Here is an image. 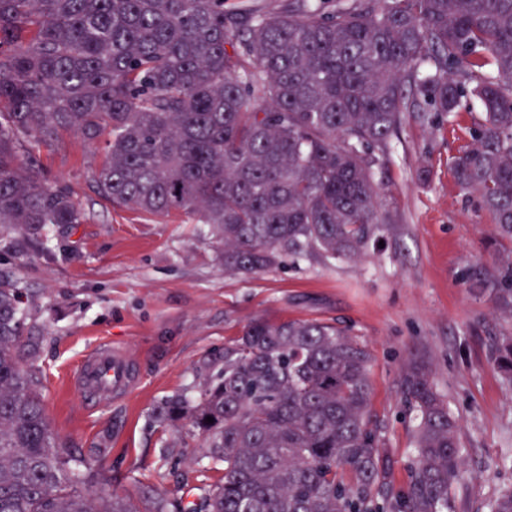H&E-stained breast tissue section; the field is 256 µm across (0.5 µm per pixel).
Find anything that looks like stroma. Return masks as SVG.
Masks as SVG:
<instances>
[{
  "instance_id": "obj_1",
  "label": "stroma",
  "mask_w": 512,
  "mask_h": 512,
  "mask_svg": "<svg viewBox=\"0 0 512 512\" xmlns=\"http://www.w3.org/2000/svg\"><path fill=\"white\" fill-rule=\"evenodd\" d=\"M479 117L469 96L451 117L406 114L375 175L380 213L391 222L360 258L313 253L249 275L225 271L210 226L196 216H150L104 199L91 180L104 141L27 143L24 161L66 188L83 220L27 236L0 226V273L21 292L22 342L37 350L55 432L76 457L105 470V483L88 493L153 490L175 500L218 480L191 458L197 437L163 429L152 414L172 396H196L210 361L256 318L345 327L370 351V413L385 461L374 496H396L410 482L417 420L401 370L415 357L425 361L464 447L450 512H487L512 488V374L494 362L503 337L512 336V315L499 310L494 292L512 240L451 169ZM104 343L129 352L137 383L127 396L90 408L71 382L84 354Z\"/></svg>"
}]
</instances>
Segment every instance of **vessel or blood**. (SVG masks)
<instances>
[{"label": "vessel or blood", "mask_w": 512, "mask_h": 512, "mask_svg": "<svg viewBox=\"0 0 512 512\" xmlns=\"http://www.w3.org/2000/svg\"><path fill=\"white\" fill-rule=\"evenodd\" d=\"M134 383V363L128 353L102 345L85 355L74 386L95 402L103 394L131 390Z\"/></svg>", "instance_id": "1"}]
</instances>
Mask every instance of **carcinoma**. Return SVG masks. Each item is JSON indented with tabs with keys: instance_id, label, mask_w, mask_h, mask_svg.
<instances>
[{
	"instance_id": "1",
	"label": "carcinoma",
	"mask_w": 512,
	"mask_h": 512,
	"mask_svg": "<svg viewBox=\"0 0 512 512\" xmlns=\"http://www.w3.org/2000/svg\"><path fill=\"white\" fill-rule=\"evenodd\" d=\"M224 2L0 0V224L81 223L72 195L27 169L22 151L31 138L106 134L100 194L144 214H198L229 272L315 251L357 258L387 223L373 168L405 114L449 115L470 94L482 119L454 175L512 238V0H347L325 12L311 0L269 11ZM450 65L487 74L467 89ZM502 280L499 306L512 315V258ZM21 318L1 276L0 512H166L157 493H85L102 469L55 433ZM370 362L337 326L251 322L198 397L153 412L164 428L197 431L201 458L223 470L201 503L180 499L174 512H448L464 448L416 361L401 379L419 419L412 479L374 502L384 470ZM488 512H512V489Z\"/></svg>"
}]
</instances>
